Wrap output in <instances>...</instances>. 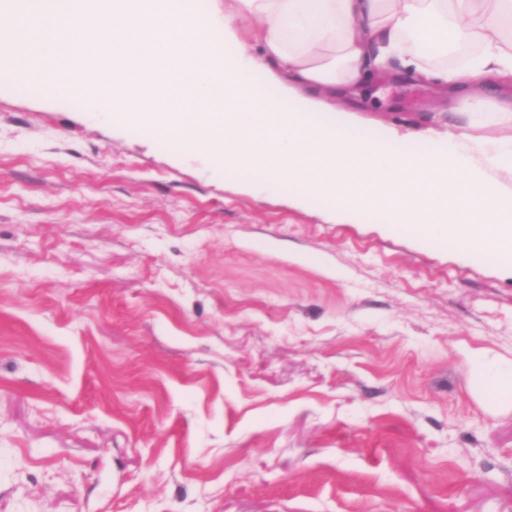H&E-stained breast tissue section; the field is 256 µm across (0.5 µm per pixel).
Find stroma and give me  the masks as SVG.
Returning a JSON list of instances; mask_svg holds the SVG:
<instances>
[{
  "label": "stroma",
  "instance_id": "stroma-1",
  "mask_svg": "<svg viewBox=\"0 0 512 512\" xmlns=\"http://www.w3.org/2000/svg\"><path fill=\"white\" fill-rule=\"evenodd\" d=\"M436 146L417 78L349 99ZM45 102L0 69V512H512V258ZM472 375L489 405L512 404V361L505 363L477 353L472 360Z\"/></svg>",
  "mask_w": 512,
  "mask_h": 512
}]
</instances>
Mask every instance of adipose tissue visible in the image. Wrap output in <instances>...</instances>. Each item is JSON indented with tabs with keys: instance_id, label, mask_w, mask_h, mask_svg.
<instances>
[{
	"instance_id": "adipose-tissue-1",
	"label": "adipose tissue",
	"mask_w": 512,
	"mask_h": 512,
	"mask_svg": "<svg viewBox=\"0 0 512 512\" xmlns=\"http://www.w3.org/2000/svg\"><path fill=\"white\" fill-rule=\"evenodd\" d=\"M224 0L218 34L194 0H0V66L37 84L45 101L81 99L118 112L188 151L260 173L274 186L304 171L301 200H332L349 223L365 212L388 229L424 227L425 240L463 244L480 261L512 255V140L472 126L512 120V99L487 111L483 88L512 77V0ZM259 54H252L251 45ZM469 46L464 67L423 65L425 49ZM454 93L470 125L445 144L404 150L392 126L354 135L340 88L388 72L392 61ZM262 71L272 94L248 78ZM489 405L512 404V362L475 354Z\"/></svg>"
}]
</instances>
